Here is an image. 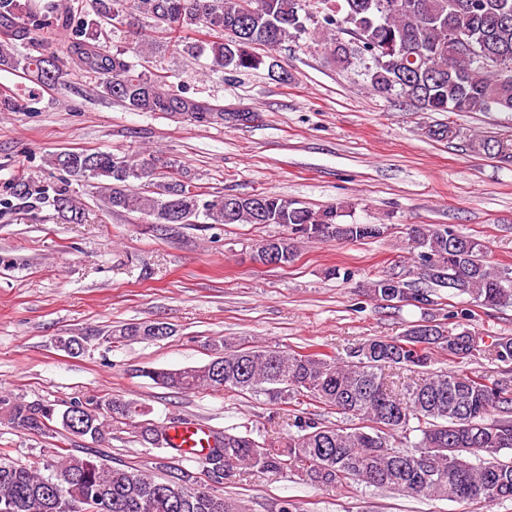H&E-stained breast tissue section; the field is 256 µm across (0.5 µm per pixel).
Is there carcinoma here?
Wrapping results in <instances>:
<instances>
[{"mask_svg":"<svg viewBox=\"0 0 512 512\" xmlns=\"http://www.w3.org/2000/svg\"><path fill=\"white\" fill-rule=\"evenodd\" d=\"M54 30L65 51L34 55L40 34ZM344 31L346 42L338 38ZM466 34L460 48L448 32ZM122 33L127 45L112 47ZM309 37L306 47L322 45L344 68L363 64L370 87L380 94L414 101L430 112H512V0H0V66L21 71L31 83L23 95L0 94V112H22L43 88L62 87L72 66L97 80L102 92L133 112L165 113L197 126H224V106L172 90L169 72L145 62L161 54L208 60L212 73L265 70L290 80L277 57L283 43ZM471 147L502 163H512V139L488 138ZM47 163L65 174L54 186L19 177L6 186L4 204L25 211L52 207L80 224L85 212L70 186L93 185L113 211L138 213L152 228L160 224H286L281 240L290 256L294 241L357 242L384 232L380 224H345L340 204L313 209L277 195L206 193L174 161L154 156L68 150ZM422 285L402 282L403 291L432 295L449 288L479 306H512V268H491L484 242L452 227L418 224L406 228ZM385 275L370 282V296L389 303ZM453 327L428 312L397 338H370L338 361L321 351L296 352L218 336L212 359L200 367L155 369L143 376L178 391H228L264 396L270 404L302 398L336 411L349 423L324 425L295 420L297 431L281 444L233 428L210 429L200 459L207 481L222 484L256 474L300 470L316 485L342 487L361 482L424 498L512 500V397L507 383L487 384L479 376L433 371V352L448 359L482 354L512 372V336L485 347L469 346L459 333L467 312L453 313ZM123 340H155L147 323L119 330ZM78 335L59 336L57 347L82 355ZM385 368L419 373L398 395L387 388ZM148 410L126 400L74 396L27 401L0 395V417L20 431L48 435L59 426L95 442L122 424L128 434L164 450L175 420L147 422ZM497 415L492 420L490 416ZM403 435L410 448L392 444ZM0 512H249L243 502L216 495L191 472L160 457L154 469L110 468L90 451L43 466L17 465L0 456Z\"/></svg>","mask_w":512,"mask_h":512,"instance_id":"obj_1","label":"carcinoma"}]
</instances>
